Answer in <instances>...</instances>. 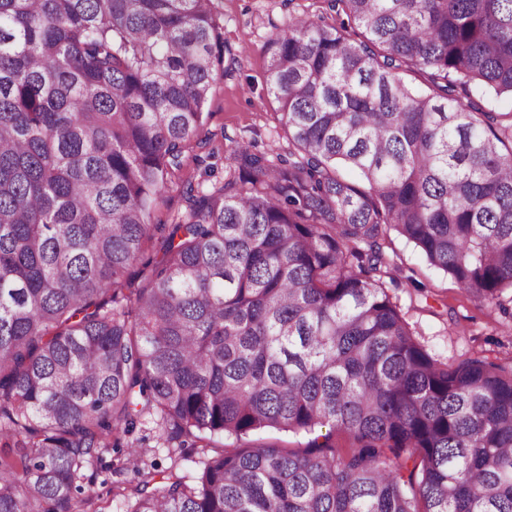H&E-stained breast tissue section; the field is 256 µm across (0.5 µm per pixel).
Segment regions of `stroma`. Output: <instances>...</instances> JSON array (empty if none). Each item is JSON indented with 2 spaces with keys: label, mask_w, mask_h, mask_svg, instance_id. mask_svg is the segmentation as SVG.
I'll use <instances>...</instances> for the list:
<instances>
[{
  "label": "stroma",
  "mask_w": 512,
  "mask_h": 512,
  "mask_svg": "<svg viewBox=\"0 0 512 512\" xmlns=\"http://www.w3.org/2000/svg\"><path fill=\"white\" fill-rule=\"evenodd\" d=\"M218 10L224 44L236 62L216 79L205 106L207 127L215 134L214 157L186 160L187 172L204 188L223 182L234 143L287 151L288 140L265 83L270 41L294 15L317 14L329 25L338 21L325 0H219ZM388 253L384 288L430 355L448 364L480 357L512 365V319L462 291L446 273L430 267L404 238L391 235ZM132 478V472L123 469L119 453L105 452L102 464L88 470L74 512H124L123 502L112 496V486Z\"/></svg>",
  "instance_id": "stroma-1"
}]
</instances>
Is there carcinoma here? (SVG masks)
Listing matches in <instances>:
<instances>
[{"label": "carcinoma", "instance_id": "obj_1", "mask_svg": "<svg viewBox=\"0 0 512 512\" xmlns=\"http://www.w3.org/2000/svg\"><path fill=\"white\" fill-rule=\"evenodd\" d=\"M327 2L269 45L288 151L168 223L215 0H0V512H73L122 447L126 512H512V369L434 359L381 283L395 233L512 317V0ZM147 417L196 477L122 443ZM268 429L311 439L211 440ZM185 207L183 186L181 182L175 180V183H170L165 188L157 199V215L163 219L168 220L183 212ZM256 444L273 445L278 448L302 449L308 442V436L304 433L293 434L269 429L249 437Z\"/></svg>", "mask_w": 512, "mask_h": 512}]
</instances>
